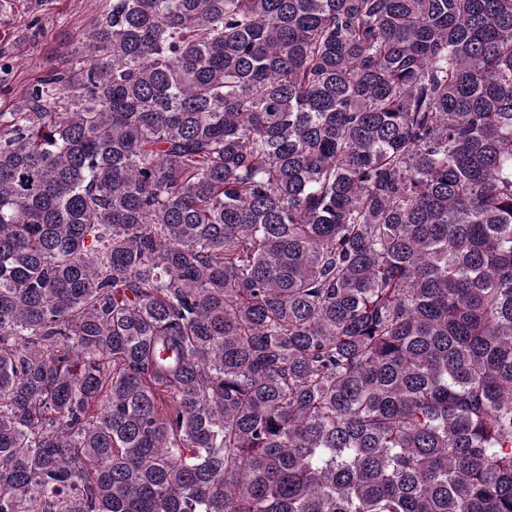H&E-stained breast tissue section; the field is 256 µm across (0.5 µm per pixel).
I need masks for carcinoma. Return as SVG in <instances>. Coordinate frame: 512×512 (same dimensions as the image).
<instances>
[{
  "mask_svg": "<svg viewBox=\"0 0 512 512\" xmlns=\"http://www.w3.org/2000/svg\"><path fill=\"white\" fill-rule=\"evenodd\" d=\"M0 512H512V0H112L0 112Z\"/></svg>",
  "mask_w": 512,
  "mask_h": 512,
  "instance_id": "carcinoma-1",
  "label": "carcinoma"
}]
</instances>
